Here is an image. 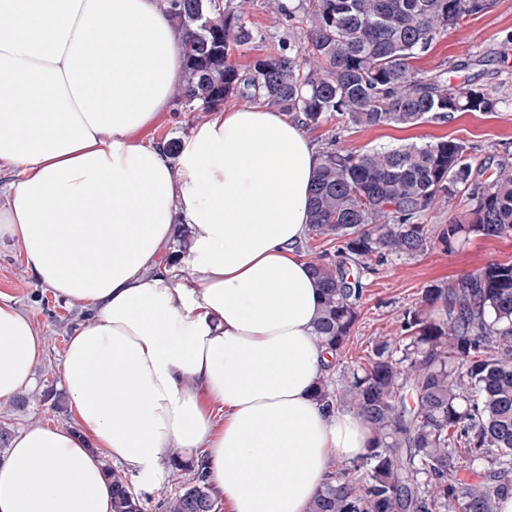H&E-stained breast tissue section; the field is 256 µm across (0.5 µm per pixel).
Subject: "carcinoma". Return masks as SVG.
<instances>
[{
  "mask_svg": "<svg viewBox=\"0 0 512 512\" xmlns=\"http://www.w3.org/2000/svg\"><path fill=\"white\" fill-rule=\"evenodd\" d=\"M185 35L178 97L187 112L229 101L259 102L317 127L337 114L356 127H412L458 112H492L496 99L471 86L418 78L411 60L483 0H308L277 12L303 40L283 38L242 71L232 56L262 39L240 0H166ZM466 222L422 224L457 195ZM309 231L336 242L309 259L321 292L319 343L345 353L359 321L361 273L414 259L472 236H512V170L477 182L465 145L442 139L362 153L328 149L309 197ZM316 397L363 417L370 448L350 468L331 465L309 512H496L512 495V262H489L456 281L433 283L380 336L367 360L321 379ZM175 491L164 512H220L202 467L172 452ZM487 462L478 479L463 464ZM112 512H148L126 475L107 466Z\"/></svg>",
  "mask_w": 512,
  "mask_h": 512,
  "instance_id": "1",
  "label": "carcinoma"
}]
</instances>
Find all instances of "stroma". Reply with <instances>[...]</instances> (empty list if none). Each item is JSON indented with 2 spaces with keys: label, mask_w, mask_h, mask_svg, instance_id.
I'll use <instances>...</instances> for the list:
<instances>
[{
  "label": "stroma",
  "mask_w": 512,
  "mask_h": 512,
  "mask_svg": "<svg viewBox=\"0 0 512 512\" xmlns=\"http://www.w3.org/2000/svg\"><path fill=\"white\" fill-rule=\"evenodd\" d=\"M482 11L466 16L456 27L442 31L431 50L412 62L417 76H439L449 87L474 84L497 100L495 111L461 112L411 128L379 126L358 128L339 115L328 118L309 134L318 150L343 148L355 152L423 145L441 139L465 143L467 155L481 183H490L501 165L512 164V0H485ZM245 19L262 34L251 50L236 54L238 67H247L264 52L268 42L288 36L287 22L270 7V0H248ZM491 261L512 262V237H470L446 251L429 249L411 260H397L366 274L359 302V321L351 337L345 365L365 360L373 340L396 335L405 308L414 304L422 288L433 282L454 281L476 272ZM0 290L11 294L19 309L43 331L45 357L36 371L37 384L28 403L0 407V425L16 430L31 424L67 425L69 409H57L42 398L46 388L61 391L59 363L72 329L81 323L84 310L78 303L57 299L35 286L20 250L0 246Z\"/></svg>",
  "instance_id": "obj_1"
}]
</instances>
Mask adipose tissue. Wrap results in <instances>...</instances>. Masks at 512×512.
<instances>
[{
    "mask_svg": "<svg viewBox=\"0 0 512 512\" xmlns=\"http://www.w3.org/2000/svg\"><path fill=\"white\" fill-rule=\"evenodd\" d=\"M183 53L165 0H0V245L88 312L60 365L73 423L12 434L0 512H112L106 462L148 486L174 449L227 512H307L331 462L370 445L314 396L334 360L298 250L316 147L263 105L211 112L173 155L142 139L176 109ZM44 353L0 292L1 403Z\"/></svg>",
    "mask_w": 512,
    "mask_h": 512,
    "instance_id": "ef3b65f1",
    "label": "adipose tissue"
}]
</instances>
